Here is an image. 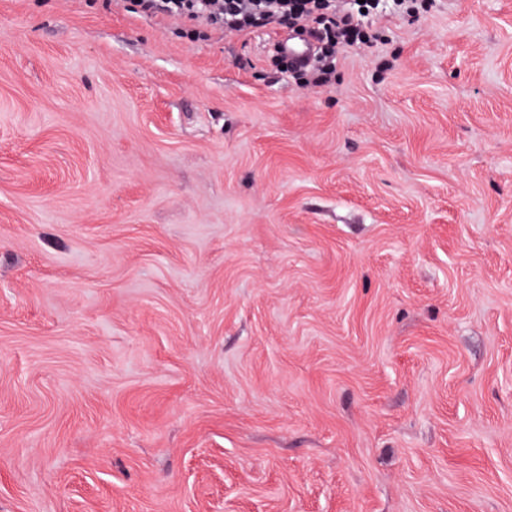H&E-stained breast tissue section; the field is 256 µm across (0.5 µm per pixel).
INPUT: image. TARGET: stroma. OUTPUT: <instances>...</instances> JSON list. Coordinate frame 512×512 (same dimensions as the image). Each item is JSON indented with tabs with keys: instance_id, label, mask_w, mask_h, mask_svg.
<instances>
[{
	"instance_id": "1",
	"label": "stroma",
	"mask_w": 512,
	"mask_h": 512,
	"mask_svg": "<svg viewBox=\"0 0 512 512\" xmlns=\"http://www.w3.org/2000/svg\"><path fill=\"white\" fill-rule=\"evenodd\" d=\"M372 28L0 0V512H512V0ZM291 39L288 37L282 38L278 42V47L280 51L287 55L290 61L295 62H306L308 61L312 55H313V45L309 41H301V42H290ZM278 50L277 47H274L273 50L270 51V55L272 58H275L277 60H283L284 58H287L286 56L282 55Z\"/></svg>"
}]
</instances>
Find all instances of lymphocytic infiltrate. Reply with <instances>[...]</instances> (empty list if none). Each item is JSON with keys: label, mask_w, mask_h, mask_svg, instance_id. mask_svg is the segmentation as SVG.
Here are the masks:
<instances>
[{"label": "lymphocytic infiltrate", "mask_w": 512, "mask_h": 512, "mask_svg": "<svg viewBox=\"0 0 512 512\" xmlns=\"http://www.w3.org/2000/svg\"><path fill=\"white\" fill-rule=\"evenodd\" d=\"M136 12L167 17L192 26L203 24L227 34L253 33L270 27L309 33L315 41L313 65L297 68L304 86L327 84L340 52L366 43L367 15L391 9L419 10L418 0H133Z\"/></svg>", "instance_id": "lymphocytic-infiltrate-1"}]
</instances>
